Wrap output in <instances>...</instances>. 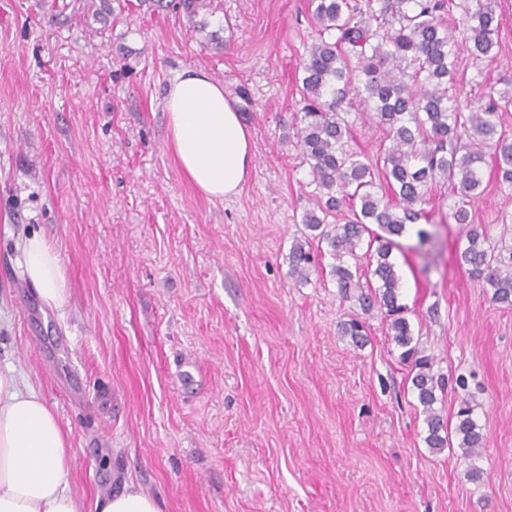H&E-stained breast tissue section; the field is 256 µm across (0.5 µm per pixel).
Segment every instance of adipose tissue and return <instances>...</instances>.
<instances>
[{
    "mask_svg": "<svg viewBox=\"0 0 512 512\" xmlns=\"http://www.w3.org/2000/svg\"><path fill=\"white\" fill-rule=\"evenodd\" d=\"M163 109L169 143L187 179L204 195H238L253 162L250 136L222 83L188 69L169 85ZM23 274L48 307L62 309L66 279L59 254L40 234L21 244ZM70 443L53 411L0 370V512H81L68 487ZM96 512H162L133 486L95 502Z\"/></svg>",
    "mask_w": 512,
    "mask_h": 512,
    "instance_id": "1",
    "label": "adipose tissue"
}]
</instances>
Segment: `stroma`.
<instances>
[{"label":"stroma","instance_id":"1","mask_svg":"<svg viewBox=\"0 0 512 512\" xmlns=\"http://www.w3.org/2000/svg\"><path fill=\"white\" fill-rule=\"evenodd\" d=\"M495 60L461 53L466 79L512 88V0ZM230 46L211 41L223 25ZM308 0H0V369L15 368L69 434L83 512L134 484L162 512H512V307L457 260L461 225L434 193L433 250L392 257L401 301L436 374V409L461 401L487 438L466 480L433 451L380 312L354 345L322 256L307 279L291 245L313 187L295 138ZM186 69L221 82L248 127L241 192L202 195L178 167L163 97ZM475 223L512 241V200L483 168ZM56 248L62 310L25 280L20 243ZM69 348L71 365L58 351Z\"/></svg>","mask_w":512,"mask_h":512}]
</instances>
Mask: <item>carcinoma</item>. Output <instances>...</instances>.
I'll use <instances>...</instances> for the list:
<instances>
[{
	"label": "carcinoma",
	"mask_w": 512,
	"mask_h": 512,
	"mask_svg": "<svg viewBox=\"0 0 512 512\" xmlns=\"http://www.w3.org/2000/svg\"><path fill=\"white\" fill-rule=\"evenodd\" d=\"M462 28L448 30L447 0H310L315 35L301 63L303 107L296 138L302 163L315 185L314 205L301 222L308 239L293 243V274L309 276L312 241L326 244L335 260L331 273L341 296L368 314L389 319L391 342L410 367L411 384L423 407L427 447H457L470 481L482 471L472 464L485 438L464 404L450 428L434 408L445 380L414 341L401 277L391 255L409 224L430 223L429 195L440 183L456 196L448 218L465 226L460 262L491 290V300L512 307V245L500 244L473 223L472 204L482 193L486 150H492L500 184L512 190V137L503 113L512 93L462 105L457 92L459 50L476 59L490 55L499 22L496 0H461ZM383 131L373 161L349 146L357 122ZM367 242L370 274L377 287L360 282L356 249ZM354 344L365 342V323L355 317L340 325Z\"/></svg>",
	"instance_id": "carcinoma-1"
}]
</instances>
